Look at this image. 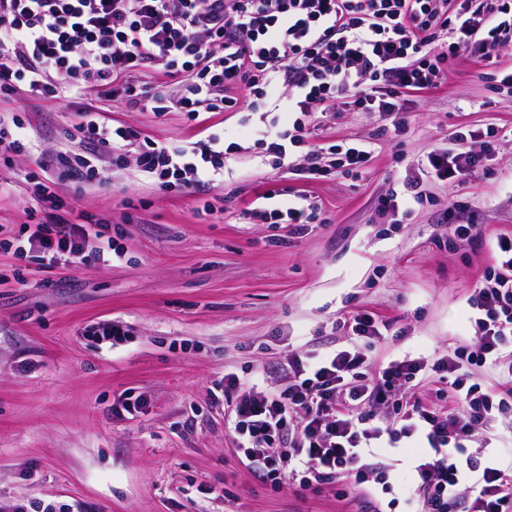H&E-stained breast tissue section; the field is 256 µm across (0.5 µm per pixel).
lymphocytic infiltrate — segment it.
<instances>
[{
  "label": "lymphocytic infiltrate",
  "instance_id": "lymphocytic-infiltrate-1",
  "mask_svg": "<svg viewBox=\"0 0 512 512\" xmlns=\"http://www.w3.org/2000/svg\"><path fill=\"white\" fill-rule=\"evenodd\" d=\"M509 44L512 0H0V98L24 90L67 100L100 88L193 122L246 111L259 117L252 133L265 164L283 166L294 148L305 147L296 172L314 181L336 167L358 175L373 149L366 140L316 141L312 112L335 110L342 100L359 112L385 113L401 131L408 92L446 80L462 57L490 61ZM151 68L175 83L145 81ZM239 88L245 97L236 96ZM81 114L77 130L92 154L59 153L58 175L33 184L47 215L27 225V242L45 264L83 255L99 234L92 216L67 217L58 193L59 181L96 179L94 152L107 151L120 167L136 146L140 172L164 188L197 189L224 178L221 136L170 147L92 119L89 109ZM481 160V153L433 148L379 209L424 204V182L465 181ZM263 197L246 218L288 225L298 237L329 221L307 195L285 205L273 191ZM470 307L476 343L430 362L396 359L366 377L364 346L384 339L391 325L359 309L343 322L344 345L289 354L282 387L225 374L228 429L243 465L275 490L394 481L406 512H512V434L492 432L498 420L512 418V233L497 236ZM486 365L498 370L490 388L474 379V368ZM429 377L443 384L446 406L416 400L394 417L378 415V406ZM478 439L490 446L488 456L469 453Z\"/></svg>",
  "mask_w": 512,
  "mask_h": 512
}]
</instances>
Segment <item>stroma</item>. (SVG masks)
Segmentation results:
<instances>
[{"label": "stroma", "mask_w": 512, "mask_h": 512, "mask_svg": "<svg viewBox=\"0 0 512 512\" xmlns=\"http://www.w3.org/2000/svg\"><path fill=\"white\" fill-rule=\"evenodd\" d=\"M512 69V47L494 62H455L441 84L410 93L407 125L380 135L386 116L337 107L312 116L325 141L374 139L360 176L329 170L307 182L259 165L237 112L156 116L96 89L84 102L99 120L159 143L232 132L234 175L194 194L145 179L134 160L97 163L99 183L62 182L60 195L102 223L101 261L43 266L23 225L39 204L33 181L59 152H84L71 131L74 105L21 93L13 110L34 143L0 162V512L47 505L73 512H363L367 496L340 498V483L274 491L240 462L214 393L233 372L279 383L294 351L343 344L341 323L364 308L393 320L369 352L375 365L404 355L433 360L469 338L468 300L497 235L512 232V139L466 182L430 183V203L380 214L381 197L459 128L512 127V96L490 89ZM307 192L329 221L289 237L284 224L244 216L266 190ZM215 210L205 213L204 202ZM479 224L475 245L449 243V225ZM116 326L121 341L98 328ZM145 402L119 414L125 397Z\"/></svg>", "instance_id": "1"}]
</instances>
